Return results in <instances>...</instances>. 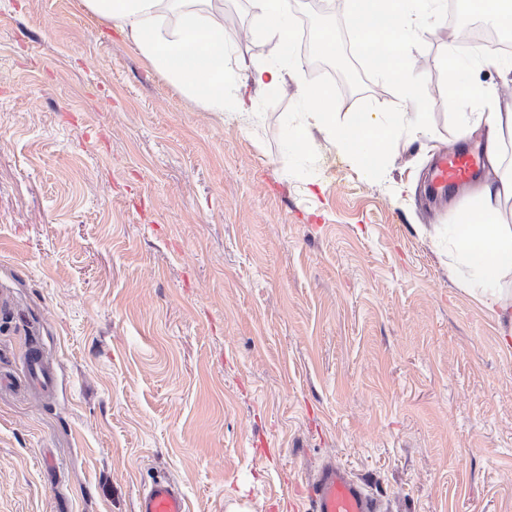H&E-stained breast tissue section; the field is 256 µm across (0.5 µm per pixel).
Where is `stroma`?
I'll list each match as a JSON object with an SVG mask.
<instances>
[{"label":"stroma","instance_id":"obj_1","mask_svg":"<svg viewBox=\"0 0 512 512\" xmlns=\"http://www.w3.org/2000/svg\"><path fill=\"white\" fill-rule=\"evenodd\" d=\"M255 29L224 0L238 61L278 60ZM422 41L432 131L379 182L317 136L298 178L280 136L306 55L229 121L81 0H0V512H136L159 476L189 512H310L329 456L383 512H512V312L449 270L466 189L422 192L482 141L437 65L454 32Z\"/></svg>","mask_w":512,"mask_h":512}]
</instances>
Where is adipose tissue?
<instances>
[{"instance_id": "ef3b65f1", "label": "adipose tissue", "mask_w": 512, "mask_h": 512, "mask_svg": "<svg viewBox=\"0 0 512 512\" xmlns=\"http://www.w3.org/2000/svg\"><path fill=\"white\" fill-rule=\"evenodd\" d=\"M250 2L283 62H253L242 79L214 0H82L87 12L132 40L153 69L184 95L208 111L241 117L249 115L255 92L285 84V62L293 57L292 0ZM489 64L512 74L511 56L490 60L476 48L440 61L449 85L471 103L470 111L457 115L459 133L465 138L482 134L486 154L473 203L448 228L450 266L470 295L498 315L512 309V225L502 218L504 206H512V104H501L470 82L472 72Z\"/></svg>"}]
</instances>
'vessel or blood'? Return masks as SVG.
Returning a JSON list of instances; mask_svg holds the SVG:
<instances>
[{"mask_svg":"<svg viewBox=\"0 0 512 512\" xmlns=\"http://www.w3.org/2000/svg\"><path fill=\"white\" fill-rule=\"evenodd\" d=\"M480 164L481 156L477 153H445L434 171L431 192L438 195L469 183ZM307 487L311 512H381L378 500L365 483L350 475L335 459L320 463ZM137 512H187L186 498L174 481L162 477L140 494Z\"/></svg>","mask_w":512,"mask_h":512,"instance_id":"b4317fda","label":"vessel or blood"}]
</instances>
